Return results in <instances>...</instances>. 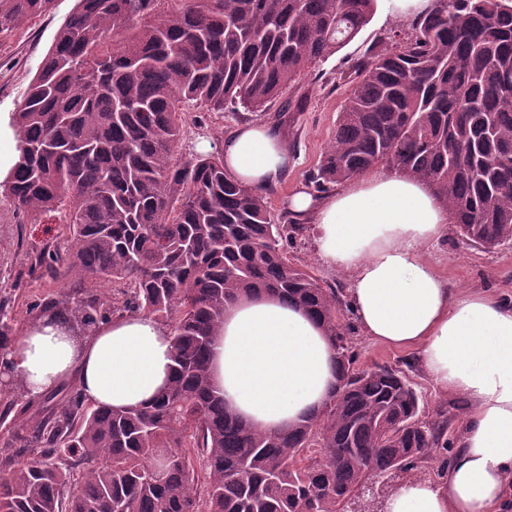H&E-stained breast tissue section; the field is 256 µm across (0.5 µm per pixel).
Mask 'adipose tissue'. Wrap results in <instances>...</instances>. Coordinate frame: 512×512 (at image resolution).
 I'll use <instances>...</instances> for the list:
<instances>
[{
    "label": "adipose tissue",
    "instance_id": "adipose-tissue-1",
    "mask_svg": "<svg viewBox=\"0 0 512 512\" xmlns=\"http://www.w3.org/2000/svg\"><path fill=\"white\" fill-rule=\"evenodd\" d=\"M224 168L243 186L279 182L289 149L268 123L224 138ZM296 218L313 224L320 263L343 272L348 307L364 336L415 352L442 393L468 402L446 484L397 489L388 512H502L512 489V300L453 287L438 245L451 214L423 182L373 170L320 199L295 193ZM172 334L147 315L80 331L47 314L0 348L11 380L40 397L76 379L88 402L114 408L153 399L172 379ZM212 382L245 421L283 430L320 413L336 382L335 351L322 327L272 295L224 313L211 355Z\"/></svg>",
    "mask_w": 512,
    "mask_h": 512
}]
</instances>
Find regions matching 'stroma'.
I'll return each instance as SVG.
<instances>
[{"label":"stroma","mask_w":512,"mask_h":512,"mask_svg":"<svg viewBox=\"0 0 512 512\" xmlns=\"http://www.w3.org/2000/svg\"><path fill=\"white\" fill-rule=\"evenodd\" d=\"M75 7L76 0H54L49 12L29 19L15 34L0 37V113L18 109L57 30ZM396 25L389 0H379L372 19L353 40L327 60L307 69L299 78V91H285L268 103L264 111L248 112L228 106L224 111L210 112L197 106L185 107L177 158L198 156L197 146L201 143L207 153L220 151L226 134L244 124L270 120L286 110L295 94H302V106L284 130L292 161L278 184L266 193L272 218L278 223L286 222L289 196L297 188H310V178L336 129L337 116L353 87L348 78L352 66L383 42ZM64 221L60 211L26 219L8 202L0 201V299L9 301L14 330L34 321V314L29 311L33 302L55 300L63 295L58 283L35 261L45 247L63 246ZM442 254L441 271L456 287L490 288L512 297V241L487 251L470 246L452 231L442 246ZM288 256L293 264L309 269L323 287L345 292V275L320 265L313 232H306ZM351 342L358 366L388 364L406 368L422 395L425 415L454 404V397L433 389L417 365L414 352L369 341L358 331L352 334Z\"/></svg>","instance_id":"1"}]
</instances>
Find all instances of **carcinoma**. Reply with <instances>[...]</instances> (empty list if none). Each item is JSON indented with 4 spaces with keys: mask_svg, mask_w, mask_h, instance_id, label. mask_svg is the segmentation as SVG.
<instances>
[{
    "mask_svg": "<svg viewBox=\"0 0 512 512\" xmlns=\"http://www.w3.org/2000/svg\"><path fill=\"white\" fill-rule=\"evenodd\" d=\"M53 0H0V34ZM377 0H77L28 85L22 154L0 196L28 217L63 207L65 253L37 262L63 287L108 298L41 301L78 329L126 314L171 327L173 377L151 401L88 406L73 388L25 401L0 448V512H339L369 476L442 455L448 409L386 364L358 369L343 304L288 248L224 155L175 158L181 109L256 112L368 24ZM355 82L314 176L341 186L377 167L425 182L457 233L512 241V0H436L353 66ZM271 294L318 321L336 351L321 413L250 427L212 384L224 311ZM13 339L0 300V346Z\"/></svg>",
    "mask_w": 512,
    "mask_h": 512,
    "instance_id": "1",
    "label": "carcinoma"
}]
</instances>
